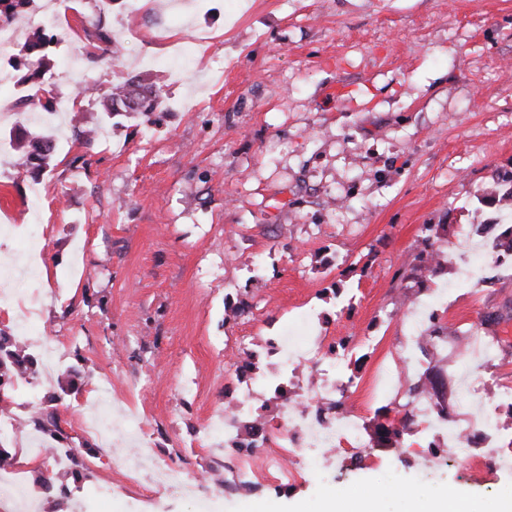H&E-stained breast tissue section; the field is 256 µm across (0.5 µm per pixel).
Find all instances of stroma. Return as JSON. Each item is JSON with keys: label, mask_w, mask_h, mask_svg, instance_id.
<instances>
[{"label": "stroma", "mask_w": 512, "mask_h": 512, "mask_svg": "<svg viewBox=\"0 0 512 512\" xmlns=\"http://www.w3.org/2000/svg\"><path fill=\"white\" fill-rule=\"evenodd\" d=\"M184 3L172 34L206 30L215 41L195 46L176 81L156 65L169 48L126 0L104 15L97 0H59L71 36L52 48L51 85L61 104L76 97L80 109L63 113L68 132L51 157L24 171L14 165L17 138L56 128L19 117L36 86L0 119V225L16 227L0 254L21 248L36 224V323L72 382L52 386V402L16 377L0 389V446L20 472L28 512H322L326 493L353 501L390 486L426 501L459 490L474 512L512 503V472L481 479L485 449L468 463H433L439 442L412 417L409 396L372 397L377 371L400 350L395 312L418 293L398 271L423 225H448L457 237L493 217L489 196L512 187V0ZM98 20L118 35L136 30L127 50L140 64L118 69L93 56L88 31ZM73 53L91 83L146 74L175 107L118 112L101 120L98 141L79 138L97 102L78 97L64 73ZM459 263L445 250L427 282L453 289L436 320L456 336L479 326L497 337L495 357L472 380L512 384V270L487 269L485 283L458 289ZM310 308L321 314L314 335L372 337L351 363L352 401L367 425L384 414L398 422L399 446L350 450L352 464L327 476L325 493L308 477L278 493L218 497L206 510L147 482L123 485L121 449L84 431L95 405L105 399L134 415L151 454L201 477L229 450L205 433L224 406L225 345L260 347ZM497 312L502 320L485 324ZM24 316L0 301V330L33 359L38 380L40 348L14 333ZM31 407L57 417L60 447L80 455L74 473H52L24 435L7 431L8 415Z\"/></svg>", "instance_id": "stroma-1"}]
</instances>
